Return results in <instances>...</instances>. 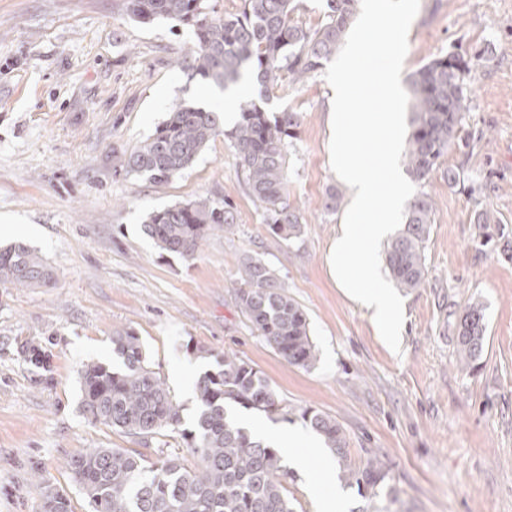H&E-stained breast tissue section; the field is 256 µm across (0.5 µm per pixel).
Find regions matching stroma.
I'll list each match as a JSON object with an SVG mask.
<instances>
[{"label": "stroma", "instance_id": "stroma-1", "mask_svg": "<svg viewBox=\"0 0 512 512\" xmlns=\"http://www.w3.org/2000/svg\"><path fill=\"white\" fill-rule=\"evenodd\" d=\"M124 3L0 0V225L11 228L0 246L24 242L54 271L43 288L0 286V512H38L47 485L69 496L73 512H90L66 466L89 448L194 464L177 434L146 441L83 414L81 368L112 364L118 329L140 337L185 427L198 413L195 379L227 350L281 397L288 413L272 423L303 425L307 409L336 418L348 464L373 461L388 476L376 494L343 484L346 512H512V0H420L409 29L402 81L451 51L480 62L459 137L421 186L434 202L428 274L403 295L397 352L328 271L342 215L323 208L338 184L324 73L302 83L280 76L268 92L270 110L302 114L288 148V195L303 235L288 243L268 232L225 137L168 183L125 171V155L173 103L202 104L212 85L176 65L191 29L136 22ZM201 196L230 200L235 224L194 258L161 252L143 231L146 215ZM478 211L490 223H474ZM247 254L305 310L313 367L284 361L237 308ZM474 300L485 307L486 341L465 368L456 323ZM33 347L41 364L25 358ZM329 454L310 451L307 470L291 469L293 512H314L310 487Z\"/></svg>", "mask_w": 512, "mask_h": 512}]
</instances>
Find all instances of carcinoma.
I'll use <instances>...</instances> for the list:
<instances>
[{"label": "carcinoma", "mask_w": 512, "mask_h": 512, "mask_svg": "<svg viewBox=\"0 0 512 512\" xmlns=\"http://www.w3.org/2000/svg\"><path fill=\"white\" fill-rule=\"evenodd\" d=\"M128 14L143 22L175 20L191 28L193 43L178 63L202 79L229 88L251 75L268 87L281 71L300 83L336 55L353 23L358 0H324V21L314 30L292 20L296 0H243L237 14L224 15L211 0H125ZM474 65L458 53L435 57L410 77L413 97L411 132L404 165L421 184L459 138L467 77ZM238 118L225 129L219 112L191 103L174 104L166 119L124 158L129 173L163 184L190 168L219 136L231 139L248 194L262 209L269 232L287 242L303 233L301 215L288 197V145L301 115L271 112L252 97L237 100ZM433 200L415 194L401 230L386 249L387 270L397 287L413 291L427 276L425 243ZM236 223L229 201L218 206L208 197L150 212L144 232L168 254L193 258L210 232ZM234 300L253 330L288 364L308 369L317 360L307 315L274 271L258 257L240 259ZM53 277L50 266L30 246L19 242L0 249V285L38 288ZM486 335L484 306L469 304L457 324L459 362L468 367L481 358ZM114 369L90 362L80 373V405L86 417L122 433L147 439L179 433L196 457L185 466L177 457L147 462L137 450L92 448L69 459L67 466L92 512H293L285 483L288 469L280 450L241 425L228 410L238 404L266 415L284 411L282 400L259 370L226 351L214 370L194 382L198 415L183 427L181 405L147 362L144 346L132 331L117 330ZM303 418L336 452L342 478L364 491H376L387 473L370 463L347 464L346 439L335 418L306 411ZM39 512H72L70 498L45 487Z\"/></svg>", "instance_id": "carcinoma-1"}]
</instances>
